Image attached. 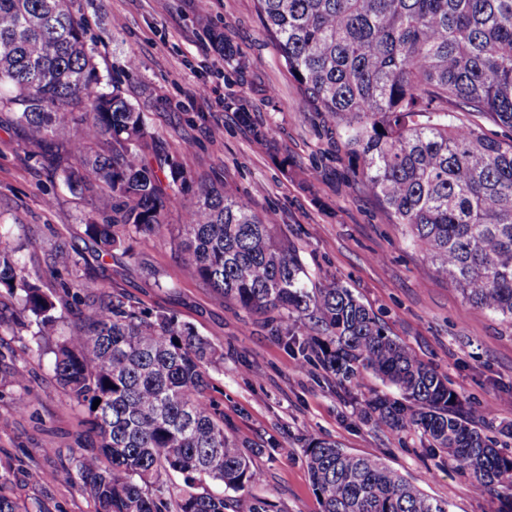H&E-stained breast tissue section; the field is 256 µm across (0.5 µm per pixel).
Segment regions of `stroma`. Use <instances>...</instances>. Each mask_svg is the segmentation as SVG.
<instances>
[{
    "label": "stroma",
    "mask_w": 512,
    "mask_h": 512,
    "mask_svg": "<svg viewBox=\"0 0 512 512\" xmlns=\"http://www.w3.org/2000/svg\"><path fill=\"white\" fill-rule=\"evenodd\" d=\"M87 30L99 72L121 81L125 96L146 112L165 154L194 181L228 183L274 224L277 241L292 247L310 282L337 281L372 308L380 322L438 373L463 403L493 424L512 421L502 406L512 396V326L475 310L410 244L376 198L352 188L348 159L280 62L266 37L255 0H71ZM221 27L238 49V68L225 66L207 32ZM136 67L127 70L128 57ZM207 85L209 96L198 94ZM250 115L243 124L239 111ZM316 180H308L310 170ZM53 207H46L47 198ZM192 202L184 196L167 222L179 231ZM89 195L67 191L30 156L9 106L0 103V224L22 238L31 275L54 241L83 246V222L94 216ZM135 236L132 254L87 252L85 271L152 313L174 316L224 349L214 375L215 399L227 430L241 440L274 439L279 449L255 454L264 473L258 496L284 512H321L304 462L309 438H332L349 451L380 456L449 512H512V490L477 494L472 479L447 454L429 451L414 430L395 432L368 421L364 399L384 392L364 371L338 383L317 363L296 367L293 353L262 319L192 279L163 282L177 263L176 242ZM0 345L28 378L36 403L17 414L19 390L0 374V477L18 502L41 512H89L90 504L61 472L81 430L82 414L57 384L49 357L29 351L31 336L15 321L0 323ZM53 443L55 452L41 448Z\"/></svg>",
    "instance_id": "35a3bbf8"
}]
</instances>
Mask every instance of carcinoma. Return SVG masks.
<instances>
[{"instance_id":"obj_1","label":"carcinoma","mask_w":512,"mask_h":512,"mask_svg":"<svg viewBox=\"0 0 512 512\" xmlns=\"http://www.w3.org/2000/svg\"><path fill=\"white\" fill-rule=\"evenodd\" d=\"M255 2L288 73L346 148L354 180L473 308L512 325V0ZM210 39L224 63L236 61L225 33ZM2 98L69 192L107 188L102 219L84 224L98 252L112 255L131 233L164 235L168 208L193 194L179 276L264 316L299 364L316 357L340 383L363 370L378 376L391 392L365 400V415L419 431L469 471L477 492L512 487V452L483 432L486 416L463 409L444 376L351 289L308 287L295 252L228 184H196L159 155L146 114L99 74L69 0H0ZM24 246L0 232V288L20 303L36 351L53 355L56 381L96 437L65 469L90 512H283L253 493L264 474L211 397L224 352L89 281L84 254L64 241L44 264L67 278L44 290L20 261ZM66 314L73 328L60 338ZM303 453L321 512H448L378 456L327 439ZM0 512H31L2 478Z\"/></svg>"}]
</instances>
